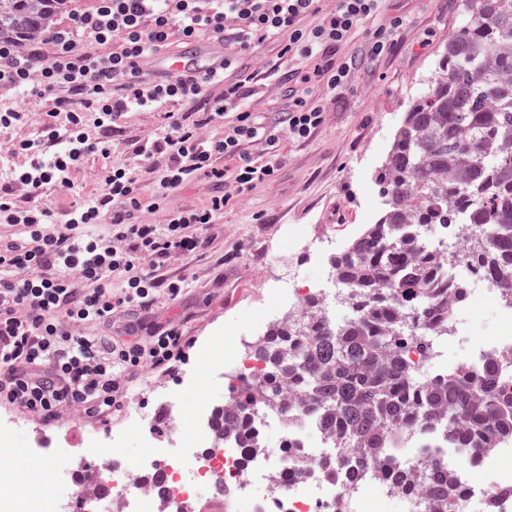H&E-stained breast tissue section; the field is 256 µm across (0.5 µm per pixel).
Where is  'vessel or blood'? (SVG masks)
Segmentation results:
<instances>
[{
  "mask_svg": "<svg viewBox=\"0 0 512 512\" xmlns=\"http://www.w3.org/2000/svg\"><path fill=\"white\" fill-rule=\"evenodd\" d=\"M224 58L222 40L188 41L172 52H158L148 60L149 69L164 77L202 75L217 69Z\"/></svg>",
  "mask_w": 512,
  "mask_h": 512,
  "instance_id": "1",
  "label": "vessel or blood"
}]
</instances>
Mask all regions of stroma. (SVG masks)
<instances>
[{
	"label": "stroma",
	"mask_w": 512,
	"mask_h": 512,
	"mask_svg": "<svg viewBox=\"0 0 512 512\" xmlns=\"http://www.w3.org/2000/svg\"><path fill=\"white\" fill-rule=\"evenodd\" d=\"M459 3L384 0V18L406 20L393 49L374 61L360 54L364 36L342 46L340 55L357 57L356 73L332 102L324 126L307 141L282 144L276 179L225 209L202 256L171 262L168 274L185 280L182 294L159 299L146 313L113 315L112 334L121 339L146 335L156 326L180 328L193 339L175 371L141 374L126 409L155 412V389L180 393L189 373L195 386L192 394L182 395L179 406L183 426H190L217 383L207 356L237 353L240 333L272 307V286L284 264L299 266L312 284L331 277L333 251L316 253L296 245L293 236L304 229L319 236L332 232L341 251L377 218L382 200L374 173L409 101L422 92L439 52L457 30ZM161 129L155 113L130 114L113 136L111 161H130L136 138Z\"/></svg>",
	"instance_id": "stroma-1"
}]
</instances>
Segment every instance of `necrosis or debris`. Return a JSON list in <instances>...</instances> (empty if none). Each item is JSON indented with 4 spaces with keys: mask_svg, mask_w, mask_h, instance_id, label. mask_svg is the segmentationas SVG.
Returning <instances> with one entry per match:
<instances>
[{
    "mask_svg": "<svg viewBox=\"0 0 512 512\" xmlns=\"http://www.w3.org/2000/svg\"><path fill=\"white\" fill-rule=\"evenodd\" d=\"M432 236L448 245L449 284L473 280L466 261L469 236L463 225L433 229ZM299 277V272L288 273L293 285L281 293L277 314L282 321L301 316L314 296L321 307H328L342 286L336 279L331 287L314 290L299 284ZM489 296L508 327L471 348L465 357L469 366L512 356V306L502 301L499 285L483 281L470 302L478 305ZM230 404L229 393L215 395L199 407L193 424L184 430L176 422L177 401L162 392L154 416L130 410L126 426L103 434L94 430L80 435L68 430L32 434L29 455L51 469L58 486L57 493L45 500L33 499L18 487L17 459L1 447L22 423L12 414H1L0 512H204L213 499L221 512H360L370 498L376 512H390L393 504L403 501L410 512H426L425 495L405 497L393 478L394 472L408 468L426 452L456 474L462 490L461 495L449 496L442 512H459L473 500L492 503V512H512V469L500 465L512 456L511 442L486 449L470 462L450 451L447 439L407 432L403 454L390 455L373 473L339 482L324 473L336 450L312 408L302 407L288 418L255 406L239 436L220 440L212 419ZM134 440L149 447L150 453L132 462L128 453ZM475 469L482 475L477 482L471 477Z\"/></svg>",
    "mask_w": 512,
    "mask_h": 512,
    "instance_id": "necrosis-or-debris-1",
    "label": "necrosis or debris"
}]
</instances>
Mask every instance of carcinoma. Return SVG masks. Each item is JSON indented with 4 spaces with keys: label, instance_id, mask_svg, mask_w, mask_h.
<instances>
[{
    "label": "carcinoma",
    "instance_id": "cac0c4a2",
    "mask_svg": "<svg viewBox=\"0 0 512 512\" xmlns=\"http://www.w3.org/2000/svg\"><path fill=\"white\" fill-rule=\"evenodd\" d=\"M66 2L0 0V39L40 38ZM460 12L462 26L378 170L379 218L332 259L351 319L330 325L312 300L299 319L272 325L254 348L267 375L234 390L237 406L217 419L223 434L243 429L256 397L289 410L288 386L320 409L336 442L328 470L336 478L350 455L377 469L397 432L423 434L438 419L460 448L512 442V361L440 375L421 368L438 358L431 338L448 335V298L467 295L464 284L439 278L443 255L423 239L433 226L469 224L472 271L504 281L512 305L504 277L512 269V0H460ZM396 482L408 496L424 488L441 504L455 487L435 459L416 461Z\"/></svg>",
    "mask_w": 512,
    "mask_h": 512
}]
</instances>
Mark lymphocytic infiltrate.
Returning a JSON list of instances; mask_svg holds the SVG:
<instances>
[{
	"label": "lymphocytic infiltrate",
	"instance_id": "f902f5d3",
	"mask_svg": "<svg viewBox=\"0 0 512 512\" xmlns=\"http://www.w3.org/2000/svg\"><path fill=\"white\" fill-rule=\"evenodd\" d=\"M382 0H94L37 46L0 40V404L50 423L70 411L108 421L144 366L172 370L192 340L156 328L116 341L114 311L176 299L175 259H193L238 197L272 181L283 140L306 141L348 85L353 64L338 47L363 32L371 56L389 52L398 25L375 27ZM224 37V67L208 77L149 78L139 57L205 35ZM262 71L241 63L267 42ZM281 91V116L242 108L257 80ZM51 107L33 115L21 99ZM207 110L195 114L198 102ZM163 111L161 133L137 140L133 159L110 163L112 134L133 112ZM35 135H25L27 127ZM96 187L63 212L43 203L70 192L89 156ZM152 175V193L143 175ZM209 179L204 204L174 207L182 186ZM164 212L163 223L150 219ZM105 233H93L98 224Z\"/></svg>",
	"mask_w": 512,
	"mask_h": 512
}]
</instances>
